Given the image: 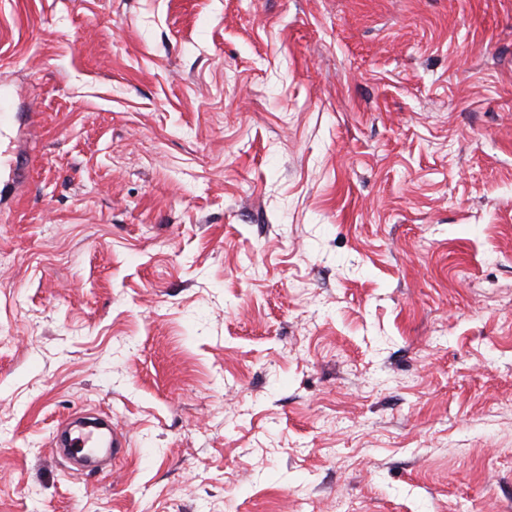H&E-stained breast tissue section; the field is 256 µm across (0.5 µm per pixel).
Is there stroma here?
Segmentation results:
<instances>
[{
	"mask_svg": "<svg viewBox=\"0 0 512 512\" xmlns=\"http://www.w3.org/2000/svg\"><path fill=\"white\" fill-rule=\"evenodd\" d=\"M1 97L0 512H512V0H0Z\"/></svg>",
	"mask_w": 512,
	"mask_h": 512,
	"instance_id": "stroma-1",
	"label": "stroma"
}]
</instances>
